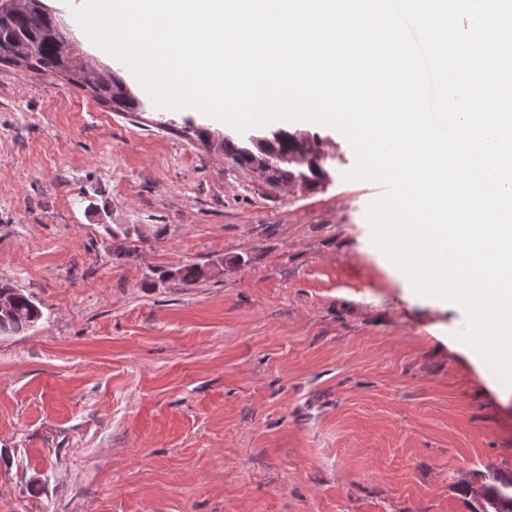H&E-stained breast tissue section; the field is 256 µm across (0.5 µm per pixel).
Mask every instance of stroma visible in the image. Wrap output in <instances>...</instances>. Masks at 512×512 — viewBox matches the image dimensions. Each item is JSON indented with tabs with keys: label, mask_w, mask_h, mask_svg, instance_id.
<instances>
[{
	"label": "stroma",
	"mask_w": 512,
	"mask_h": 512,
	"mask_svg": "<svg viewBox=\"0 0 512 512\" xmlns=\"http://www.w3.org/2000/svg\"><path fill=\"white\" fill-rule=\"evenodd\" d=\"M44 4L143 106L0 65V285L42 311L0 335V512H469L462 478L512 472V392L373 243L347 140L266 125L325 171L270 185Z\"/></svg>",
	"instance_id": "stroma-1"
}]
</instances>
